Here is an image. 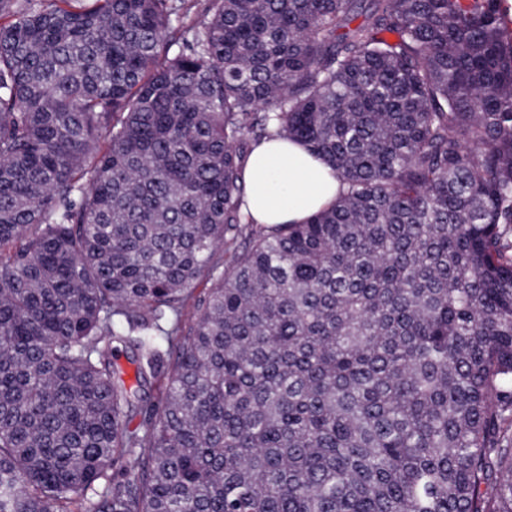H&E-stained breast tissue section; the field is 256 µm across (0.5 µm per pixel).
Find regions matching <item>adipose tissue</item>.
I'll return each mask as SVG.
<instances>
[{
	"label": "adipose tissue",
	"instance_id": "adipose-tissue-1",
	"mask_svg": "<svg viewBox=\"0 0 512 512\" xmlns=\"http://www.w3.org/2000/svg\"><path fill=\"white\" fill-rule=\"evenodd\" d=\"M248 211L258 224H300L333 203L335 172L302 144L275 139L256 147L244 169Z\"/></svg>",
	"mask_w": 512,
	"mask_h": 512
}]
</instances>
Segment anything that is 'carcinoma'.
<instances>
[{
  "label": "carcinoma",
  "mask_w": 512,
  "mask_h": 512,
  "mask_svg": "<svg viewBox=\"0 0 512 512\" xmlns=\"http://www.w3.org/2000/svg\"><path fill=\"white\" fill-rule=\"evenodd\" d=\"M0 512H512L506 0H0ZM248 211L256 224H301L333 203L336 173L302 144L275 139L256 147L244 169Z\"/></svg>",
  "instance_id": "obj_1"
}]
</instances>
